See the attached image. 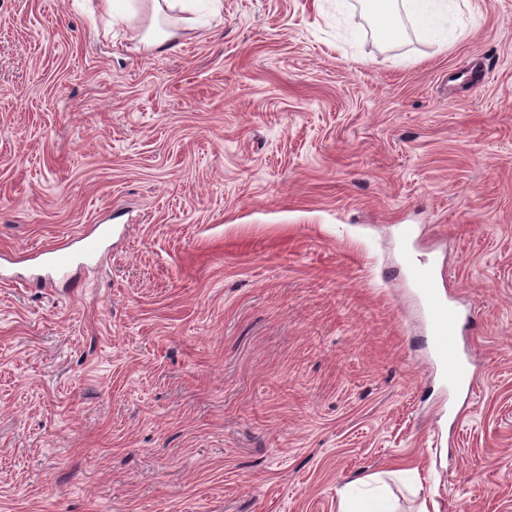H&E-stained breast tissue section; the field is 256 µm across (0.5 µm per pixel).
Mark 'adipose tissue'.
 I'll return each mask as SVG.
<instances>
[{"label": "adipose tissue", "mask_w": 512, "mask_h": 512, "mask_svg": "<svg viewBox=\"0 0 512 512\" xmlns=\"http://www.w3.org/2000/svg\"><path fill=\"white\" fill-rule=\"evenodd\" d=\"M377 37L386 43H401L408 37L407 26H426L429 36L440 46L454 42L457 35L448 27V17L459 7V0H361ZM372 493H362L357 484H347L340 492L339 512H392L379 487L380 479L370 476Z\"/></svg>", "instance_id": "1"}]
</instances>
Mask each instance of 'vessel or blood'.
Listing matches in <instances>:
<instances>
[{
    "label": "vessel or blood",
    "instance_id": "1",
    "mask_svg": "<svg viewBox=\"0 0 512 512\" xmlns=\"http://www.w3.org/2000/svg\"><path fill=\"white\" fill-rule=\"evenodd\" d=\"M405 264L411 283L424 303L428 335L444 386L452 391L471 387L469 361L461 349L456 329L459 312L442 294L437 269L410 255L406 256Z\"/></svg>",
    "mask_w": 512,
    "mask_h": 512
}]
</instances>
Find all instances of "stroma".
I'll list each match as a JSON object with an SVG mask.
<instances>
[{
	"label": "stroma",
	"mask_w": 512,
	"mask_h": 512,
	"mask_svg": "<svg viewBox=\"0 0 512 512\" xmlns=\"http://www.w3.org/2000/svg\"><path fill=\"white\" fill-rule=\"evenodd\" d=\"M468 2L446 48L221 0L148 54L147 8L114 37L0 0V512H338L373 474L397 512H512V0ZM99 225L75 287L32 279ZM405 264L413 288L424 303L428 335L444 386L450 391L472 388L469 361L461 349L456 329L459 312L442 294L437 269L418 262L411 254L405 256Z\"/></svg>",
	"instance_id": "obj_1"
}]
</instances>
